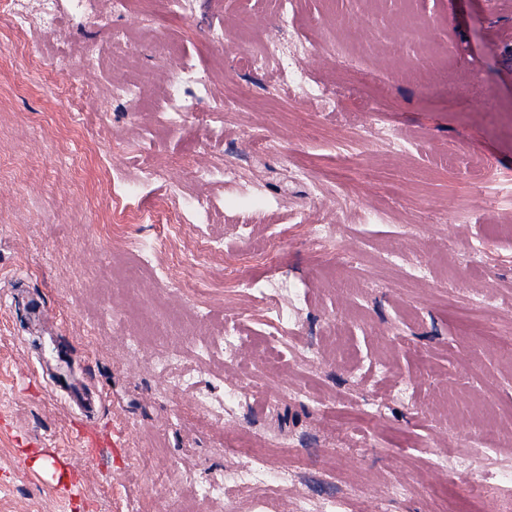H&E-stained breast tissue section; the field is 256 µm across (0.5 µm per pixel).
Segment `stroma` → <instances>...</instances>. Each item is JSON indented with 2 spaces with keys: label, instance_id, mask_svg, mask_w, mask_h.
<instances>
[{
  "label": "stroma",
  "instance_id": "1",
  "mask_svg": "<svg viewBox=\"0 0 512 512\" xmlns=\"http://www.w3.org/2000/svg\"><path fill=\"white\" fill-rule=\"evenodd\" d=\"M92 10L47 37L0 16V512H294L299 495L373 512L396 482L411 494L385 512H459L473 497L512 512V484L492 469L459 474L448 495L436 466L475 448L487 423L500 433L491 456L512 463V0H413L420 40L398 52L400 0ZM274 47L298 56L334 111L289 93ZM34 49L56 65L47 78L30 71ZM252 54L265 65L247 66ZM183 65L206 81L171 126L164 89ZM133 81L135 101L112 97ZM116 137L145 150L113 157ZM210 162L240 175L197 179ZM145 164L156 177L122 196L113 169ZM186 196L212 217L184 215L198 230L169 236L168 250L211 235L224 254L204 271L180 266L165 292L130 245ZM115 222L119 234L102 236ZM278 284L292 340L314 359L266 370L247 343L237 364H199L215 391L244 372L265 384L223 428L207 425L154 353L192 352L230 321L267 335L277 316L258 289ZM202 300L210 313L194 317ZM77 391L100 396L97 432L119 445L92 463ZM244 447L264 448L288 482L241 488ZM190 474L223 476V499H195Z\"/></svg>",
  "mask_w": 512,
  "mask_h": 512
}]
</instances>
